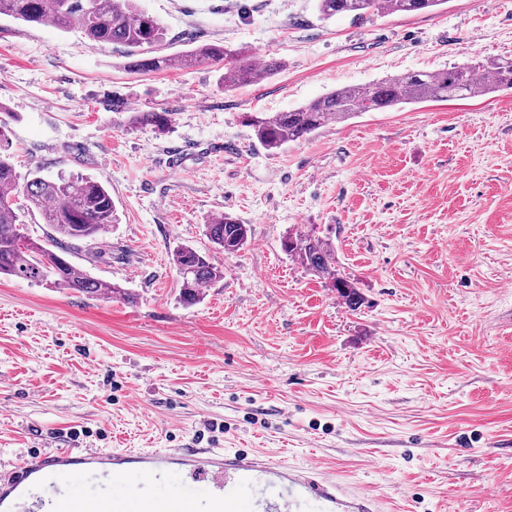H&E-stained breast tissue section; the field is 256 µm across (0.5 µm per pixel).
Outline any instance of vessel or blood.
Listing matches in <instances>:
<instances>
[{"label":"vessel or blood","mask_w":512,"mask_h":512,"mask_svg":"<svg viewBox=\"0 0 512 512\" xmlns=\"http://www.w3.org/2000/svg\"><path fill=\"white\" fill-rule=\"evenodd\" d=\"M173 468L209 489L206 497L182 498L181 512H240L238 493L244 486L254 491L252 512H376L368 494L345 495L318 467H293L268 454L221 448H57L0 479V512H120L121 479L131 469L149 477L139 491L140 512H167L168 500L155 491L154 481ZM72 470L95 482L99 495L89 498L70 488L64 474Z\"/></svg>","instance_id":"1"}]
</instances>
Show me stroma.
Masks as SVG:
<instances>
[{
    "label": "stroma",
    "mask_w": 512,
    "mask_h": 512,
    "mask_svg": "<svg viewBox=\"0 0 512 512\" xmlns=\"http://www.w3.org/2000/svg\"><path fill=\"white\" fill-rule=\"evenodd\" d=\"M157 55L221 43L284 67L134 73L124 49L0 18V119L16 169L112 191L110 251L67 257L134 303L0 277V474L46 448L265 449L322 463L381 512H512V90L367 112L275 153L244 114L474 58L512 56V0L320 18L316 0H138ZM174 115L169 133L131 113ZM180 156L181 170L169 159ZM251 240L180 301L178 245ZM315 230L356 312L286 255ZM206 237L214 248L232 255L246 246L249 237V226L241 224L230 214L206 224Z\"/></svg>",
    "instance_id": "obj_1"
}]
</instances>
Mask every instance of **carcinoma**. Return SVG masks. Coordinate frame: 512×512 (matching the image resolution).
I'll list each match as a JSON object with an SVG mask.
<instances>
[{
    "label": "carcinoma",
    "instance_id": "carcinoma-1",
    "mask_svg": "<svg viewBox=\"0 0 512 512\" xmlns=\"http://www.w3.org/2000/svg\"><path fill=\"white\" fill-rule=\"evenodd\" d=\"M316 2L325 19L343 15L364 19L428 11L445 0ZM2 16L61 31L77 29L91 42L120 45L129 58V67L141 73L201 63L222 64L224 87L231 88L257 83L282 68V62L274 59L256 65L222 44H204L181 56H151L152 47L162 38V28L156 18L137 6L136 0H0ZM508 89H512V58L486 62L475 59L440 73L417 71L361 87L337 89L292 111L262 114L247 125L266 150L277 151L330 122H344L361 112L407 103L474 98ZM172 123L173 113L165 110L135 112L130 117L131 125H150L160 133L168 131ZM20 197L25 204L17 203ZM23 211L38 213L42 223L61 237L90 241L103 252L109 247L105 235L118 223L112 194L103 181L81 173L49 178L32 171L23 177L11 156L0 154V275L75 294L134 302L133 295L124 289L92 277L42 240L22 233ZM249 232L248 225L227 213L206 225L207 239L226 255L243 249ZM281 245L299 266L329 280V286L349 310L361 308L364 298L357 282L336 269L335 252L327 240L313 231H290ZM172 261L182 278V299L188 306L200 301L203 288L224 280V267L191 246L177 247Z\"/></svg>",
    "mask_w": 512,
    "mask_h": 512
}]
</instances>
